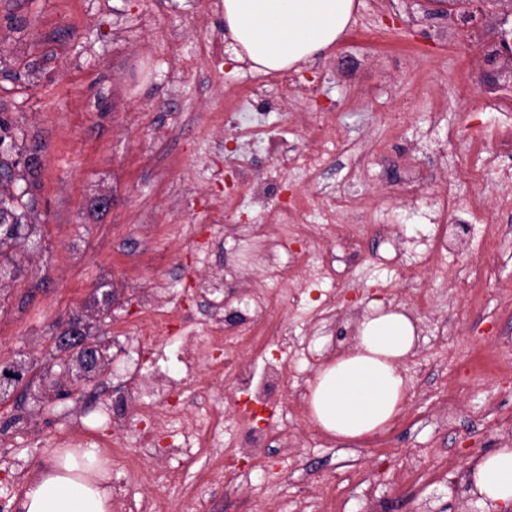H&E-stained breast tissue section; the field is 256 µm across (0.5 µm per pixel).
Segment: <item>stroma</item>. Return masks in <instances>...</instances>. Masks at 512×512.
Returning a JSON list of instances; mask_svg holds the SVG:
<instances>
[{"mask_svg": "<svg viewBox=\"0 0 512 512\" xmlns=\"http://www.w3.org/2000/svg\"><path fill=\"white\" fill-rule=\"evenodd\" d=\"M207 0H0V113L38 147L42 170L34 191L36 222L43 237L24 270L0 285V362L28 361L34 386L65 382L50 342L71 317L89 321L93 336L108 345L109 365L78 384L64 399L17 406L0 401V512H18L26 482L46 461L45 450L76 421L95 424L103 405L101 386L115 384L124 366L140 367L146 385L181 379L183 365L170 340L138 343L136 323L145 301L176 318L193 314L185 335L197 355L210 349L214 325L199 301L207 284L215 302L252 297L266 290L257 272L262 253L244 248L245 220L255 208L239 186L241 162L311 208L326 205V191L343 189L360 198L358 260L337 269L335 283L293 294L279 287L280 310L289 330L306 343L289 355L300 382L311 380L333 356L332 335L352 333L371 301L409 310L419 339L406 364L411 398L382 432L339 441L311 420L309 406L294 409L290 382L269 401L286 417L296 443L310 445L298 465L283 467L279 453L257 455L237 478L201 496L207 473L223 448H196L182 461L164 454L145 458L135 444L123 454L104 448L130 494L156 495L167 512H236L241 501L268 512H483L465 489L469 466L481 456L512 447V434L491 429L498 414L512 411V211L499 210L512 195V91L499 109L484 108L481 82L491 20L498 6L474 0L484 21L460 31L455 18L436 15L435 0H356V10L336 46L291 68V81L270 88L264 100L243 98L244 88L266 81L249 62L236 60L224 40V15ZM176 36L181 55L167 50ZM218 50L212 64L186 69L200 44ZM469 92L459 95L460 85ZM232 108L236 123L216 126L210 113ZM409 113L388 129L381 115ZM347 138L349 151L315 177L284 172L275 163L268 134L287 138L292 152L314 147L316 115ZM495 166L482 181L464 163ZM414 163L423 173L416 199L400 195L395 174ZM458 212L449 225L467 227L468 245L436 271L402 276L387 260L388 238L412 251L428 217L447 191ZM109 195L112 206L91 213V200ZM232 198V219L217 200ZM503 249L498 276L478 283L479 306L469 303L460 281L470 278L489 240ZM112 289V311H91L95 289ZM437 288L434 306L416 310L415 295ZM338 316L319 319L326 301ZM453 329L447 344L434 343L429 326ZM211 390L224 429L244 424V392L229 377L198 369L185 399L198 386Z\"/></svg>", "mask_w": 512, "mask_h": 512, "instance_id": "35a3bbf8", "label": "stroma"}]
</instances>
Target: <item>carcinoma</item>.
<instances>
[{
	"label": "carcinoma",
	"instance_id": "cac0c4a2",
	"mask_svg": "<svg viewBox=\"0 0 512 512\" xmlns=\"http://www.w3.org/2000/svg\"><path fill=\"white\" fill-rule=\"evenodd\" d=\"M21 131L0 116V279L14 278L20 265L14 253L39 245L37 225L29 221L30 213L37 206L33 189L40 167L32 166L26 159L38 156V149H24L18 145ZM84 347L68 354L62 364L71 378L79 381L96 373V368L85 364L87 352L98 357L99 367L108 364L107 347L82 326ZM26 361L0 364V399L9 396L22 381Z\"/></svg>",
	"mask_w": 512,
	"mask_h": 512
}]
</instances>
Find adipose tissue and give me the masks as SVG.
Wrapping results in <instances>:
<instances>
[{"mask_svg": "<svg viewBox=\"0 0 512 512\" xmlns=\"http://www.w3.org/2000/svg\"><path fill=\"white\" fill-rule=\"evenodd\" d=\"M355 0H223L224 36L253 70L280 72L335 45ZM417 341L412 318L372 302L353 350L326 360L310 384L314 424L339 440L384 430L408 400L404 363ZM490 507L512 503V448L481 457L466 477ZM111 476L96 448H53L26 483L22 512H112Z\"/></svg>", "mask_w": 512, "mask_h": 512, "instance_id": "adipose-tissue-1", "label": "adipose tissue"}]
</instances>
